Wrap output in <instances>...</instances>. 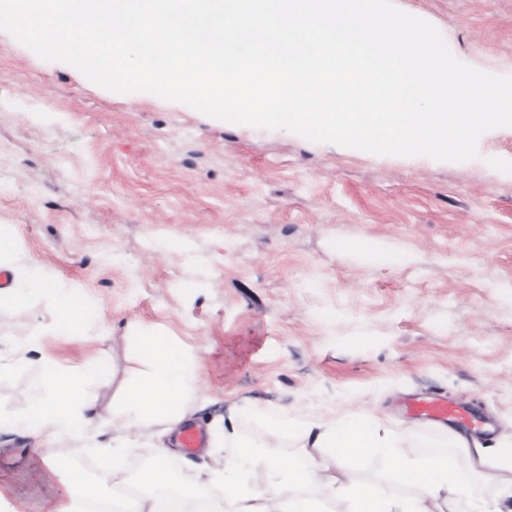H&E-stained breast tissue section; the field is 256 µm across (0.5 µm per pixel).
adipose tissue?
I'll return each instance as SVG.
<instances>
[{"instance_id": "adipose-tissue-1", "label": "adipose tissue", "mask_w": 512, "mask_h": 512, "mask_svg": "<svg viewBox=\"0 0 512 512\" xmlns=\"http://www.w3.org/2000/svg\"><path fill=\"white\" fill-rule=\"evenodd\" d=\"M46 292L59 320L68 327L79 328L87 313L77 300L65 295L51 280L31 269L24 276L13 277L10 286L0 289V307L22 304L29 291ZM150 371L131 384L122 400L104 406L91 388L103 376L101 368L90 366L66 372L45 365L50 395L34 396L29 411L20 418L0 420V434L23 431L32 439L26 449V463L34 477L40 496V512H86V500L94 496L111 497L116 487L113 477L104 476L82 491L70 462L43 454L44 443L61 436H75L92 423L122 430L118 445L134 447L159 421L178 428L187 416V405L196 391L197 368L186 363L177 350L152 342L141 347ZM272 433L301 427L310 455L302 459L270 458L266 461L272 480L264 488L245 491L242 476L224 481V499L212 503L211 512H331L330 503L339 501L343 512H437L446 506L454 512L467 503L474 512H512V481L499 482L501 455L491 449L471 445L467 436L457 435L456 448L468 457L479 483L461 482L453 461L441 457L425 464L407 460L396 435L382 430L372 415L363 414L333 426L313 421L298 422L281 413L268 416ZM388 449L386 486L366 485L349 473H337L340 462L354 461L366 449ZM166 468L164 456L139 477L146 496L135 499L130 512H183L190 492L169 499L165 496ZM498 483L494 505L481 498V483ZM319 485L323 498L312 497L309 489Z\"/></svg>"}]
</instances>
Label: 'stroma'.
I'll return each mask as SVG.
<instances>
[{
	"label": "stroma",
	"instance_id": "obj_1",
	"mask_svg": "<svg viewBox=\"0 0 512 512\" xmlns=\"http://www.w3.org/2000/svg\"><path fill=\"white\" fill-rule=\"evenodd\" d=\"M434 24L461 61L512 75V0H394ZM479 159L378 156L206 116L151 93H117L0 32V227L33 266L86 307L64 328L45 294L0 308V417L26 412L43 366L103 367L111 404L146 374L145 341L198 367L188 420L206 448H180L164 424L140 448L170 450L189 487L209 479L236 429L269 482V457H303L300 433L263 413L332 425L371 413L410 455H453V432L487 448L512 433V127L485 133ZM369 249H349L352 241ZM37 348H30V341ZM448 398L475 424L438 423L412 400ZM111 429L62 438L51 456L127 471L104 450ZM30 438L0 434V485L31 501Z\"/></svg>",
	"mask_w": 512,
	"mask_h": 512
}]
</instances>
